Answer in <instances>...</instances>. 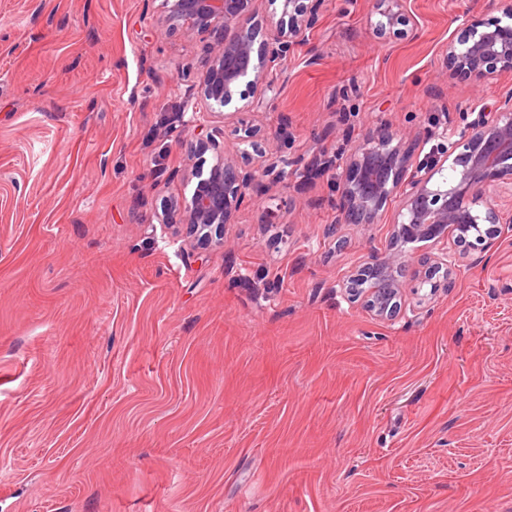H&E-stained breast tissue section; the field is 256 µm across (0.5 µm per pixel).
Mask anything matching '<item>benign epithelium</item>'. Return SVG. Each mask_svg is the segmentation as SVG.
<instances>
[{"label": "benign epithelium", "mask_w": 512, "mask_h": 512, "mask_svg": "<svg viewBox=\"0 0 512 512\" xmlns=\"http://www.w3.org/2000/svg\"><path fill=\"white\" fill-rule=\"evenodd\" d=\"M325 0H281L280 12L265 21L266 37L258 39L253 0H161L166 20L184 32L209 31L215 35L213 53L202 65L196 105L189 123L204 128L215 110L229 105L242 84L265 91V74L277 58L287 53L315 23ZM402 0H373L379 26L391 30L403 22ZM502 5L508 23L497 21L479 31L468 30L448 42V67L478 83H486L498 69H512V0H490ZM260 129L247 123L235 129L240 143L263 157ZM432 159L409 175L410 158L396 142L397 134L380 126L368 131L362 144L346 160L338 176L342 184L336 201L338 224L375 223L388 198L399 192L402 209L395 225L393 245L416 241H441L453 234L468 248H487L497 238L501 223L495 202L512 198V96L495 112L478 117L452 132L441 133ZM200 151L214 153L209 170L195 167L196 180L183 210L187 234L205 248L224 240V225L232 223L254 174L243 170L226 147L211 137L199 138ZM460 272L448 248L435 261L414 267L406 260L375 259L342 282L352 300L364 304L379 320L393 321L401 312L400 292L405 280L413 292L428 297L448 286Z\"/></svg>", "instance_id": "1"}]
</instances>
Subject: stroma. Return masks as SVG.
<instances>
[{
    "label": "stroma",
    "instance_id": "1",
    "mask_svg": "<svg viewBox=\"0 0 512 512\" xmlns=\"http://www.w3.org/2000/svg\"><path fill=\"white\" fill-rule=\"evenodd\" d=\"M499 16L407 0L381 32L372 0H328L207 124L231 149L257 125L266 157L200 248L158 217L193 189L212 34L160 0H0V512H512V232L387 322L342 281L388 254L399 200L335 208L367 130L416 163L512 95L511 69L448 68Z\"/></svg>",
    "mask_w": 512,
    "mask_h": 512
}]
</instances>
